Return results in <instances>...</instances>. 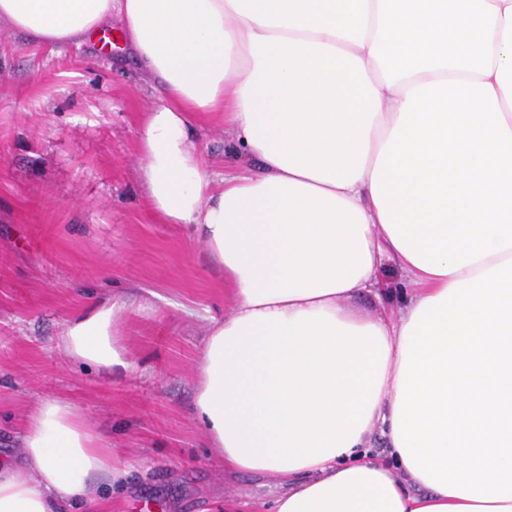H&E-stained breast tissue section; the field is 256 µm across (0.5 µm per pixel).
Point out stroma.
I'll list each match as a JSON object with an SVG mask.
<instances>
[{
	"instance_id": "obj_1",
	"label": "stroma",
	"mask_w": 512,
	"mask_h": 512,
	"mask_svg": "<svg viewBox=\"0 0 512 512\" xmlns=\"http://www.w3.org/2000/svg\"><path fill=\"white\" fill-rule=\"evenodd\" d=\"M159 97L128 47L0 31V459L21 463L23 417L55 398L128 471L69 512H272L277 481L225 474L194 415L195 368L231 292L203 242L147 205L138 130ZM196 147L223 173L221 121L199 117ZM112 297L127 305L120 372L78 364L58 341L70 316Z\"/></svg>"
}]
</instances>
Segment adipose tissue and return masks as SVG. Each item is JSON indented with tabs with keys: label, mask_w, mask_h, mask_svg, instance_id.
Listing matches in <instances>:
<instances>
[{
	"label": "adipose tissue",
	"mask_w": 512,
	"mask_h": 512,
	"mask_svg": "<svg viewBox=\"0 0 512 512\" xmlns=\"http://www.w3.org/2000/svg\"><path fill=\"white\" fill-rule=\"evenodd\" d=\"M115 23L161 91L146 199L231 289L194 400L225 471L277 479L273 512H512V0H0L41 44ZM203 114L257 170H209ZM388 262L413 287L391 315L359 303ZM125 308L71 316L61 347L128 370ZM23 456L0 512L122 476L63 400L30 411Z\"/></svg>",
	"instance_id": "obj_1"
}]
</instances>
